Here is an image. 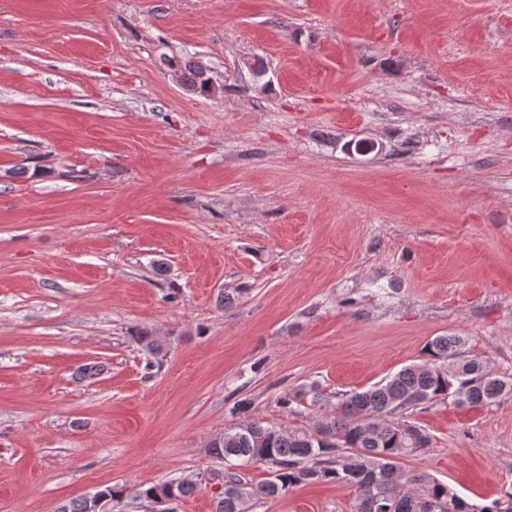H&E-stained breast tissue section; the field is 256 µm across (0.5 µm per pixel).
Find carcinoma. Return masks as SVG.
<instances>
[{"mask_svg":"<svg viewBox=\"0 0 512 512\" xmlns=\"http://www.w3.org/2000/svg\"><path fill=\"white\" fill-rule=\"evenodd\" d=\"M181 83L191 92L208 96L209 80L202 78L191 60L181 64ZM131 339L151 356L163 354L164 345L153 333L137 328ZM466 339L445 335L431 339L423 364L401 368L381 383L355 391L331 403L313 381L281 396L284 410L306 399L325 409L309 429L288 433L249 419L251 400L241 398L233 412L239 423L224 430L208 446L209 455L224 462L223 491L215 496V512H251L260 501L279 497L300 485L336 483L355 488V512H427L425 502L445 503L446 512H512V483L504 485L488 504L475 503L450 484L426 472L393 473L401 461L431 447L432 438L410 413L448 399L458 405L488 407L512 395V377L494 373L482 356L464 355ZM261 464L270 477L249 483L239 469ZM203 478L172 479L139 487L133 496L152 503L160 496L173 499L167 512H177L178 502L194 495ZM127 489L110 487L97 491L105 502L117 508Z\"/></svg>","mask_w":512,"mask_h":512,"instance_id":"1","label":"carcinoma"}]
</instances>
